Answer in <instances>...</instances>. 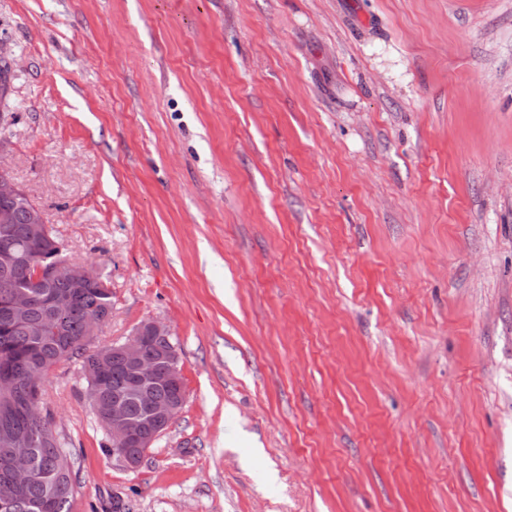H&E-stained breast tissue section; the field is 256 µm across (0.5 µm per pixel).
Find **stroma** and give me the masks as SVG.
I'll list each match as a JSON object with an SVG mask.
<instances>
[{
    "mask_svg": "<svg viewBox=\"0 0 512 512\" xmlns=\"http://www.w3.org/2000/svg\"><path fill=\"white\" fill-rule=\"evenodd\" d=\"M0 162L186 402L70 512H512V0H0Z\"/></svg>",
    "mask_w": 512,
    "mask_h": 512,
    "instance_id": "35a3bbf8",
    "label": "stroma"
}]
</instances>
